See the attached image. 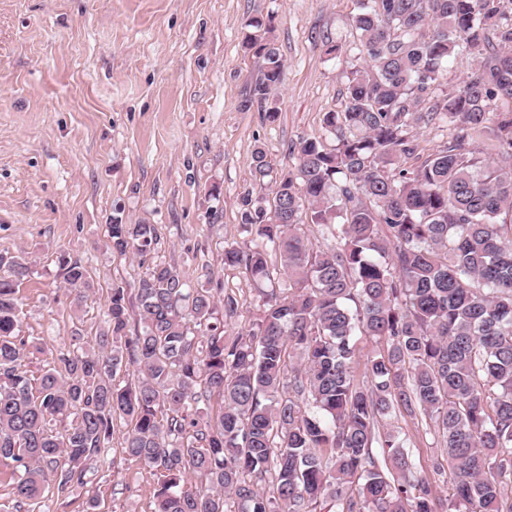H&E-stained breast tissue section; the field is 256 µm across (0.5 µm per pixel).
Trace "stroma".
Returning a JSON list of instances; mask_svg holds the SVG:
<instances>
[{
  "instance_id": "1",
  "label": "stroma",
  "mask_w": 512,
  "mask_h": 512,
  "mask_svg": "<svg viewBox=\"0 0 512 512\" xmlns=\"http://www.w3.org/2000/svg\"><path fill=\"white\" fill-rule=\"evenodd\" d=\"M356 0H0V255L25 257L17 297L23 333L42 352L33 368L79 330L91 341L111 288L134 290L144 269L113 252V217L155 225L154 261L176 265L194 288L236 298L224 322L249 330L262 306L244 267L225 248L248 249L245 199L267 196L253 173L263 151L274 174L293 169L300 138L324 135L325 112L342 110L359 62ZM272 22L284 69L268 120L242 108L262 64L246 51L250 19ZM343 45L330 55L328 44ZM81 260L86 303L65 295L59 257ZM413 469L446 460L439 436L398 419ZM126 422L88 465L84 486L49 491L35 512H151L155 478L126 459Z\"/></svg>"
}]
</instances>
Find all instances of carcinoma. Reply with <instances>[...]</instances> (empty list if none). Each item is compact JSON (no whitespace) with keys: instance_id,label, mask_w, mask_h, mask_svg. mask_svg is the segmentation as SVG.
<instances>
[{"instance_id":"carcinoma-1","label":"carcinoma","mask_w":512,"mask_h":512,"mask_svg":"<svg viewBox=\"0 0 512 512\" xmlns=\"http://www.w3.org/2000/svg\"><path fill=\"white\" fill-rule=\"evenodd\" d=\"M352 22L362 65L344 109L324 113L335 143L301 138L266 205L245 201L253 248L224 250L262 302L247 333L224 335L218 315L236 314L234 298L147 261L154 225L116 216L112 251L147 263L134 297L112 289L90 348L33 371L17 297L29 267L0 256V463L17 473V508L50 485H83L122 418L123 454L156 477L152 512H512V108L496 107L512 100V17L503 0H357ZM248 27L262 65L247 107L269 99L284 67L271 23ZM459 54L475 67L445 93L443 65ZM444 121V149L401 167L420 130ZM487 129L492 159L470 148ZM253 171L271 174L261 150ZM307 220L335 245L314 248ZM59 263L82 303L85 267ZM359 335L387 344L362 385ZM129 367L136 379L117 382ZM213 398L222 408L205 419ZM398 418L442 438L448 457L432 470L451 486L446 509L412 471ZM191 476L205 484L185 488Z\"/></svg>"}]
</instances>
